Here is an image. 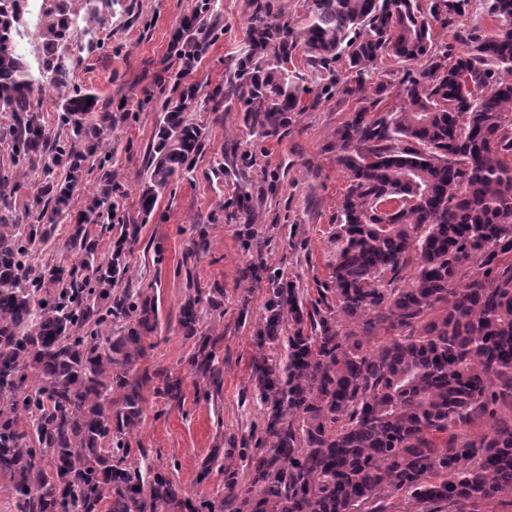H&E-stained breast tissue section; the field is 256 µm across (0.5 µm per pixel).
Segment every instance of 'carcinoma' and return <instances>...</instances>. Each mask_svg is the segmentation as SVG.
I'll list each match as a JSON object with an SVG mask.
<instances>
[{"mask_svg": "<svg viewBox=\"0 0 512 512\" xmlns=\"http://www.w3.org/2000/svg\"><path fill=\"white\" fill-rule=\"evenodd\" d=\"M25 2L0 0V141L15 169L41 168L32 209L0 208V473L18 512H512V0H488L497 30L458 54L433 22L466 0H311L300 26L255 3L214 106L237 100L263 139L310 95L357 107L336 130L348 186L328 279L305 300L268 278L249 375L260 423L204 464L201 478L217 461L224 474L225 495L211 498L183 493L136 441L144 390L179 404L182 377L139 367L155 300L112 292L129 278L126 241L202 146L205 127L184 116L197 91L163 102L140 223L121 225L99 259L88 225L112 228L110 173L75 219L71 203L115 117L72 85L70 0H42L38 72L18 54ZM216 14L217 0H197L175 42L204 43ZM297 50L310 83L289 67ZM385 57L417 74L367 90ZM48 87L68 90L55 136L39 110ZM64 220L75 260L32 264ZM223 296L190 288L180 311L206 399L221 384L222 334H198L200 311L223 317Z\"/></svg>", "mask_w": 512, "mask_h": 512, "instance_id": "1", "label": "carcinoma"}]
</instances>
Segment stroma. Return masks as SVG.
I'll return each mask as SVG.
<instances>
[{
  "label": "stroma",
  "instance_id": "stroma-1",
  "mask_svg": "<svg viewBox=\"0 0 512 512\" xmlns=\"http://www.w3.org/2000/svg\"><path fill=\"white\" fill-rule=\"evenodd\" d=\"M195 0H97L102 20L96 31L107 51L81 53L75 86L111 102L123 113L107 137L113 156L112 181L119 188L115 223L137 218L147 150L162 116L161 105L175 83L196 85L207 94L234 69L245 46L253 0H222L218 36L205 43L193 67L182 71L172 35ZM434 37L453 51L467 35L490 34L496 22L484 0H469L453 22L434 23ZM355 100L338 95L291 115L282 135L250 136L236 108L192 110L205 126L202 151L189 174L159 195L154 213L126 245L131 286L157 300L159 326L142 368L171 370L183 379L181 405L147 395L137 437L154 465L169 471L185 491L217 495L224 478L201 467L230 439L247 433L259 417L243 403L259 321L270 275L293 287L313 289L326 280L334 259L331 242L337 206L347 176L336 163V130L354 111ZM230 162L217 169L216 159ZM247 192V207L237 197ZM205 236L207 248L193 254L191 239ZM224 291L223 339L218 344L223 385L211 400L196 398L189 359L195 349L179 324L189 285Z\"/></svg>",
  "mask_w": 512,
  "mask_h": 512
}]
</instances>
